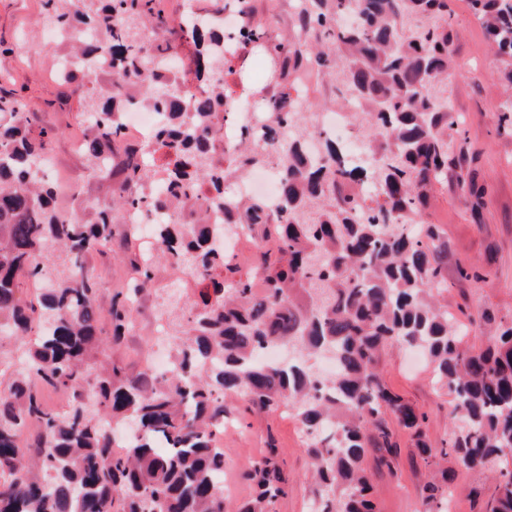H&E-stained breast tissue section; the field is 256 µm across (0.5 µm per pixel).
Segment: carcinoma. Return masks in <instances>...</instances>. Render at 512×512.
Masks as SVG:
<instances>
[{
  "label": "carcinoma",
  "mask_w": 512,
  "mask_h": 512,
  "mask_svg": "<svg viewBox=\"0 0 512 512\" xmlns=\"http://www.w3.org/2000/svg\"><path fill=\"white\" fill-rule=\"evenodd\" d=\"M50 25L66 32L82 26L97 34V47L77 50L76 71L61 74L84 101L82 143L90 170L109 167L110 201L91 220L56 207L59 186L37 179L57 136H30L24 104L0 96V326L24 348L27 367L0 388V512H226L224 452L215 429L224 419V396L247 398L251 407H289L313 436L307 452L315 475L313 512H378L365 462L391 470L396 432L415 440L423 466L428 512H448L452 467L490 474L493 490L478 512H512V325L487 346L469 345L467 333L431 292L448 277V239L428 221L436 185L453 179L472 208L482 190L448 153V112L434 85L453 59L448 0H300L280 24L279 0L258 14L248 0H201L202 9H231L242 27L231 43L259 46L274 92L259 133L246 129L224 147L216 165L219 90L211 75L233 63L192 28V112L184 96L143 76L152 54L177 55L166 42L141 41L146 25L170 28L161 0H44ZM496 54L512 62V0H468ZM125 17L116 25L113 15ZM351 14L356 25L343 27ZM434 18L403 38L411 20ZM96 74L104 88L84 96L78 74ZM341 75L337 92L364 104L369 129L367 164L348 161L333 139L322 155L305 151L317 135L312 113L299 102L298 83ZM134 86L152 98L166 121L157 146L176 157L166 169L170 198L143 193L158 174L155 159L128 142L114 97ZM512 137V100L495 116ZM293 129L286 151L277 146ZM278 172V205L224 197V180L252 167ZM208 180L209 207L230 208L260 239L258 263L245 274L208 233L187 224H155L157 254L199 286L184 324H178L175 366L166 375H129L111 365L91 377V361L105 338L100 317L114 326L110 343L132 323L131 295L153 281V257L142 256L138 277L124 297L103 307L85 262L112 238V225L131 208H162L174 199L193 205L198 183ZM371 182L376 195L357 200ZM26 280L36 293L20 296ZM290 343L301 359L288 365L258 360L270 346ZM397 343L424 350L440 387L447 389L451 428L440 451L429 448L426 415L393 393L377 367L382 350ZM331 350L336 374L322 378L307 358ZM60 393L61 413L46 402ZM132 425L137 433L121 453L111 451L105 421ZM255 495L237 512H274L288 479L276 450L268 449L245 474Z\"/></svg>",
  "instance_id": "obj_1"
}]
</instances>
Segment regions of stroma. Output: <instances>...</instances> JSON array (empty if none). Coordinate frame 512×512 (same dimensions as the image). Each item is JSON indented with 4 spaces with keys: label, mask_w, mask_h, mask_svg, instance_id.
<instances>
[{
    "label": "stroma",
    "mask_w": 512,
    "mask_h": 512,
    "mask_svg": "<svg viewBox=\"0 0 512 512\" xmlns=\"http://www.w3.org/2000/svg\"><path fill=\"white\" fill-rule=\"evenodd\" d=\"M453 11L455 70L436 92L448 100L451 121L461 123L468 138L469 169L483 188L485 205L472 214L455 184L437 186L430 220L448 238V288L441 306L461 323L491 310L502 323L512 322V139L499 137L495 114L512 91L501 79L502 63L492 54L482 26L468 0H450ZM42 0H0V92L21 99L32 133L53 126L59 131L50 156L62 184L57 207L68 211L75 200L94 206L104 201L106 183L92 175L79 143L85 133L83 107L57 76V47L44 37ZM148 248L115 225L111 240L92 253L87 267L104 295H111L133 275L132 262ZM475 265L486 281L459 277L458 266ZM379 371L386 384L429 416L426 440L440 446L448 434L449 396L440 390L428 363H414L409 350L386 349ZM234 425L225 429L224 499L235 507L248 501L253 487L244 474L276 448L288 472V493L276 512H309L313 499L312 460L294 410L252 409L236 396L224 399ZM394 471L372 470V494L379 512H423L420 491L430 474L419 463L415 443L406 432L397 436Z\"/></svg>",
    "instance_id": "1"
}]
</instances>
